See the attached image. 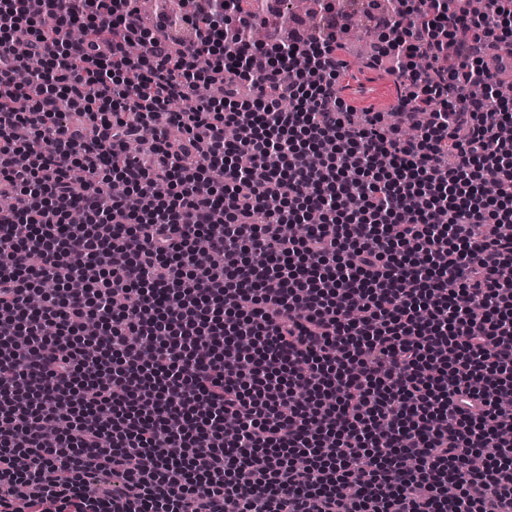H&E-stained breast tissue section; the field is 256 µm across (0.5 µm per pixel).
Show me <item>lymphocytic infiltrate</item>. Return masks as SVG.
<instances>
[{"instance_id":"f902f5d3","label":"lymphocytic infiltrate","mask_w":512,"mask_h":512,"mask_svg":"<svg viewBox=\"0 0 512 512\" xmlns=\"http://www.w3.org/2000/svg\"><path fill=\"white\" fill-rule=\"evenodd\" d=\"M485 2L389 13L395 125L339 95L338 37L252 42L250 0H180L178 45L136 0H0V512H512Z\"/></svg>"}]
</instances>
